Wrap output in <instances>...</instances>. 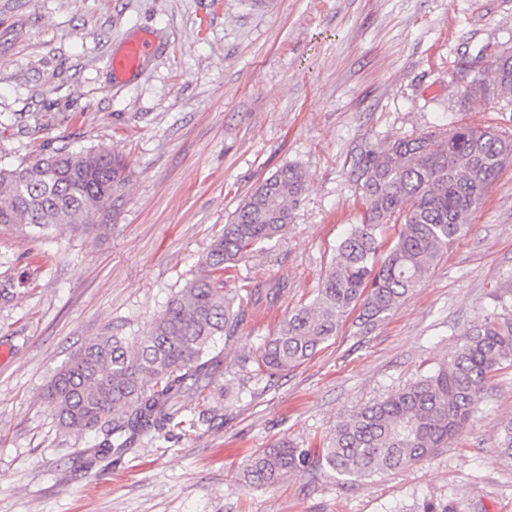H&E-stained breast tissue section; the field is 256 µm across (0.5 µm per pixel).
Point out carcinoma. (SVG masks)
I'll return each instance as SVG.
<instances>
[{
    "mask_svg": "<svg viewBox=\"0 0 512 512\" xmlns=\"http://www.w3.org/2000/svg\"><path fill=\"white\" fill-rule=\"evenodd\" d=\"M489 70L493 90L511 96L512 54H497ZM511 162L512 132L462 124L389 139L360 153L358 223L334 249L315 298L286 313L242 367L271 377L302 364L355 309L357 333L371 330L428 277L449 245L466 236L468 216ZM127 181L122 157L104 148L58 149L30 164L0 168V226L86 227L115 206ZM306 190L299 165L279 168L237 206L196 273L143 336L134 343L112 333L98 336L55 374L46 395L61 427L106 430L95 460L116 462L137 441L184 423L185 405L224 375L216 341L234 336L248 306L288 295L279 280L263 292L225 285L258 246L288 232ZM389 224L398 233L386 245ZM509 366L512 322L485 317L460 337L447 362L348 415L316 456L282 440L252 458L247 479L272 483L288 472L326 466L362 481L430 459L462 435L490 380Z\"/></svg>",
    "mask_w": 512,
    "mask_h": 512,
    "instance_id": "1",
    "label": "carcinoma"
}]
</instances>
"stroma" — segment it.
<instances>
[{
  "instance_id": "1",
  "label": "stroma",
  "mask_w": 512,
  "mask_h": 512,
  "mask_svg": "<svg viewBox=\"0 0 512 512\" xmlns=\"http://www.w3.org/2000/svg\"><path fill=\"white\" fill-rule=\"evenodd\" d=\"M150 32L142 75L110 54ZM512 47V0H0V167L104 147L129 182L85 232L0 226V512H512V368L493 378L462 438L431 459L353 481L322 469L246 483L280 438L318 451L352 411L447 361L483 316L512 320V164L427 279L369 334L345 321L303 364L253 382L242 355L311 301L361 208V151L453 124L512 131V98L475 92ZM287 163L307 173L288 233L230 287L287 298L246 308L217 343L224 375L183 424L120 462L86 458L101 431L62 430L45 391L86 341L141 335L192 277L238 204Z\"/></svg>"
}]
</instances>
